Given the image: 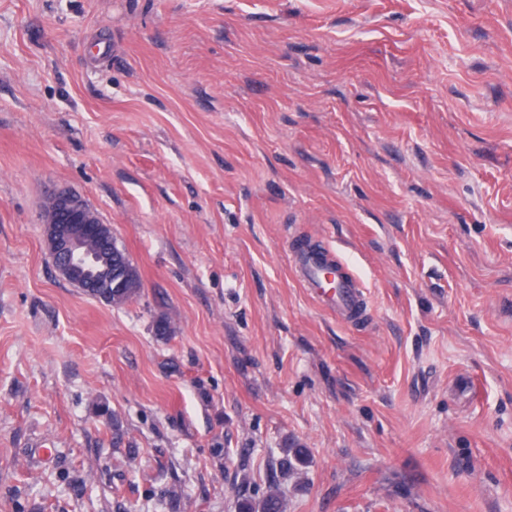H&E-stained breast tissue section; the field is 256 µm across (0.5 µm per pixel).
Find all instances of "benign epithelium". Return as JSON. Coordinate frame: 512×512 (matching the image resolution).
Instances as JSON below:
<instances>
[{"label": "benign epithelium", "mask_w": 512, "mask_h": 512, "mask_svg": "<svg viewBox=\"0 0 512 512\" xmlns=\"http://www.w3.org/2000/svg\"><path fill=\"white\" fill-rule=\"evenodd\" d=\"M80 196L65 189L49 193L44 214L46 231L59 226L48 240L49 256L59 274L79 288H93L96 275L87 274L86 266L95 260L98 231L103 224Z\"/></svg>", "instance_id": "benign-epithelium-1"}]
</instances>
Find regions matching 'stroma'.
Returning a JSON list of instances; mask_svg holds the SVG:
<instances>
[{
    "instance_id": "obj_1",
    "label": "stroma",
    "mask_w": 512,
    "mask_h": 512,
    "mask_svg": "<svg viewBox=\"0 0 512 512\" xmlns=\"http://www.w3.org/2000/svg\"><path fill=\"white\" fill-rule=\"evenodd\" d=\"M291 445L285 512H512V0H0V512H238ZM88 210V204L82 197L65 189H55L49 193L44 223L47 224L50 260L59 274L71 284L78 288H92L89 296L107 304L122 306L137 296L140 283L139 286L133 284L130 275L120 268L112 271L108 277L112 288L105 284L94 288L99 272L88 275L85 267L95 260L98 231L106 225L93 222L100 218L91 208ZM55 225H59V229L51 240L49 232ZM118 288H125L120 296L117 295L120 291ZM332 267V286L325 284L326 270L321 260ZM294 267L304 288L319 302L329 307L336 316L351 318L364 302L362 285L353 279L345 266L336 263L327 254L302 249L294 255ZM304 465V448H287L279 463L280 475L285 478L293 475H299L301 474V467Z\"/></svg>"
}]
</instances>
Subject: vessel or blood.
I'll return each mask as SVG.
<instances>
[{
  "instance_id": "1",
  "label": "vessel or blood",
  "mask_w": 512,
  "mask_h": 512,
  "mask_svg": "<svg viewBox=\"0 0 512 512\" xmlns=\"http://www.w3.org/2000/svg\"><path fill=\"white\" fill-rule=\"evenodd\" d=\"M322 258V253L316 251H298L294 256V267L299 281L314 299L329 307L338 317H352L364 302L362 285L342 264L325 268Z\"/></svg>"
}]
</instances>
